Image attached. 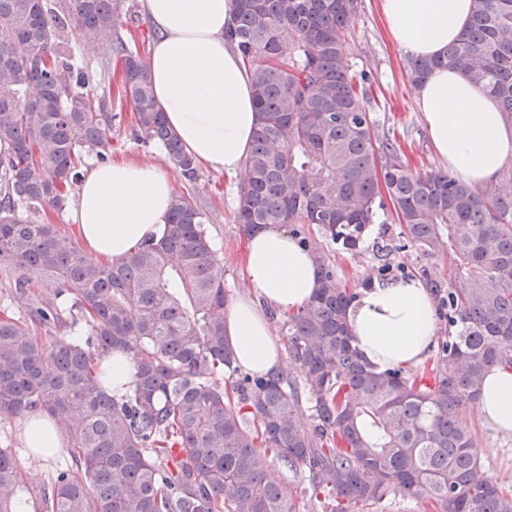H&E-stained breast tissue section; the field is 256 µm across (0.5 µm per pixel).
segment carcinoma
Here are the masks:
<instances>
[{"instance_id": "obj_1", "label": "carcinoma", "mask_w": 512, "mask_h": 512, "mask_svg": "<svg viewBox=\"0 0 512 512\" xmlns=\"http://www.w3.org/2000/svg\"><path fill=\"white\" fill-rule=\"evenodd\" d=\"M358 6L235 0L225 31L257 112L235 219L291 225L322 283L282 321L288 370L259 376L236 365L224 276L189 196L174 194L160 237L111 262L35 219L66 205L84 160L112 151V91L88 77L75 43L122 63L132 138L160 146L185 183L200 179L145 61L116 37L120 0H0V266L21 272L20 296L34 279L46 286L28 320L0 315V418L46 413L67 436L71 463L55 470L43 512H300L283 468L307 472L323 512H365L392 495L433 512H512L462 415L491 366L512 369V167L479 191L413 171L379 139L345 66ZM440 67L481 87L512 124V0H473L461 38L411 62L413 83ZM384 193L403 247L457 262L451 285L421 269L448 336L419 372L363 362L346 321L355 293L322 245L357 251ZM80 321L81 341L32 332ZM112 351L132 362L119 397L99 372ZM19 486L15 453L0 448V512H13Z\"/></svg>"}]
</instances>
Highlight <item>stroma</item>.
<instances>
[{"instance_id":"obj_1","label":"stroma","mask_w":512,"mask_h":512,"mask_svg":"<svg viewBox=\"0 0 512 512\" xmlns=\"http://www.w3.org/2000/svg\"><path fill=\"white\" fill-rule=\"evenodd\" d=\"M123 9L129 18L123 19L118 28L120 37L129 47L148 55L157 37L146 15L142 0H123ZM350 54L347 58L349 71L365 75L368 80V107L375 121V132L380 139H390L400 145L411 169L420 173L438 172L442 166L428 139L420 108L417 88L409 76V57L389 39L382 20L379 0H362L349 28ZM112 109L119 117L112 125V158L116 161L136 160L162 164L163 152L155 145H143L131 137L133 112L130 104L120 94H113ZM169 176L176 192H190L197 204L205 211L207 232L217 251L224 272V289L228 301H235L246 293L244 254L247 232L235 219L237 193L240 178L221 171L202 169L196 189H186L177 171ZM399 226L393 219L392 205L379 209L375 224L369 225L363 234V243L357 253L350 254L338 246L329 244L325 250L336 270L350 286H361L375 276L384 261L403 265V278H414L421 266L433 267L437 277L447 279L452 264L450 257L442 255L432 259L420 256L414 249L398 250ZM391 244L395 250L390 258L379 257L378 246ZM17 272L0 267V309L14 317L26 319L30 307L44 291L40 283H32L26 296H18L14 284ZM464 417L478 447L487 475L501 488L512 494V435H504L487 424L476 421L472 409H465ZM0 448L14 449L23 474L22 485L33 504H40L44 488L50 484L55 469L68 462V450L47 458L41 469H34L26 458L20 419H0Z\"/></svg>"}]
</instances>
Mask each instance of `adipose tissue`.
Listing matches in <instances>:
<instances>
[{
    "mask_svg": "<svg viewBox=\"0 0 512 512\" xmlns=\"http://www.w3.org/2000/svg\"><path fill=\"white\" fill-rule=\"evenodd\" d=\"M158 33L147 66L168 125L203 167L246 176L257 114L248 67L224 39L233 0H144ZM389 39L415 59L432 58L464 32L472 0H382ZM418 103L436 155L449 173L482 187L512 161V128L495 100L461 73L438 68L418 87ZM174 187L158 167L140 162L94 165L82 176L73 221L88 251L116 260L151 236L170 215ZM244 273L252 296L225 314V334L238 364L265 374L282 369V349L266 310L288 312L321 286L312 255L286 229L248 234ZM351 343L378 371L418 366L437 334L436 300L419 280L361 289L347 310ZM478 419L512 432V370L491 367L475 402ZM31 459L58 453L55 420L34 413L22 421Z\"/></svg>",
    "mask_w": 512,
    "mask_h": 512,
    "instance_id": "adipose-tissue-1",
    "label": "adipose tissue"
}]
</instances>
